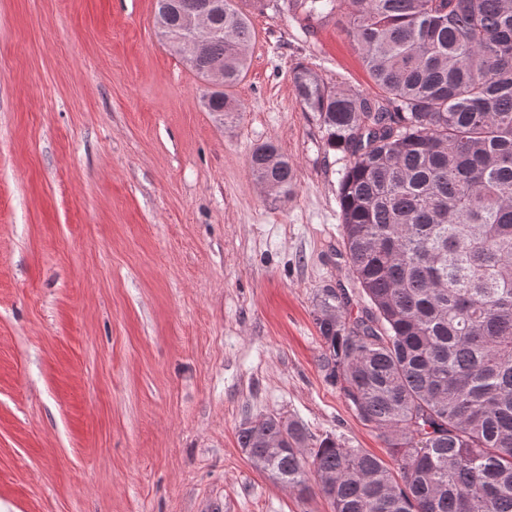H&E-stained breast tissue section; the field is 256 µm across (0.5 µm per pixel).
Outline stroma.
<instances>
[{
    "label": "stroma",
    "instance_id": "35a3bbf8",
    "mask_svg": "<svg viewBox=\"0 0 512 512\" xmlns=\"http://www.w3.org/2000/svg\"><path fill=\"white\" fill-rule=\"evenodd\" d=\"M155 0H0V504L8 512H331L256 470L279 414L388 458L317 365V299L349 283L347 159L295 96L306 66L372 91L334 19L251 10L218 120ZM290 158L275 196L253 146ZM249 171L256 181L278 194L288 195L295 185L294 164L271 142L253 147Z\"/></svg>",
    "mask_w": 512,
    "mask_h": 512
}]
</instances>
